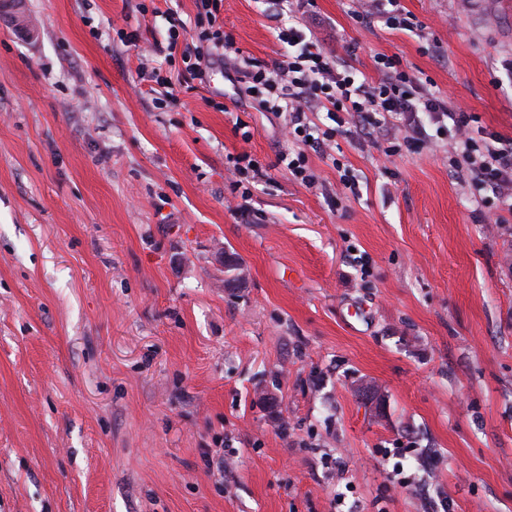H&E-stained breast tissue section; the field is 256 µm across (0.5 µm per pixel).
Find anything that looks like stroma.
<instances>
[{
	"mask_svg": "<svg viewBox=\"0 0 512 512\" xmlns=\"http://www.w3.org/2000/svg\"><path fill=\"white\" fill-rule=\"evenodd\" d=\"M25 2L39 39L0 28V512H512V215L483 222L449 140L388 158V126L352 128L357 189L315 153L307 188L224 68L189 90L154 54L196 0ZM404 5L422 31L355 0L220 18L261 63L281 23L370 77L398 56L512 137V0ZM367 9L355 11V16L361 23L371 20L383 21L391 29L414 32L422 29V25L410 11H406L400 0H365ZM235 170L239 176L236 181V189L242 188L241 199L244 201L242 204L236 205V210L244 208L250 199V184L255 181V178L262 172L261 164L246 152H243L233 158Z\"/></svg>",
	"mask_w": 512,
	"mask_h": 512,
	"instance_id": "1",
	"label": "stroma"
}]
</instances>
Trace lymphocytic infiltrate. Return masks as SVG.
Returning a JSON list of instances; mask_svg holds the SVG:
<instances>
[{"instance_id": "f902f5d3", "label": "lymphocytic infiltrate", "mask_w": 512, "mask_h": 512, "mask_svg": "<svg viewBox=\"0 0 512 512\" xmlns=\"http://www.w3.org/2000/svg\"><path fill=\"white\" fill-rule=\"evenodd\" d=\"M365 3L366 10L357 15L359 22L376 19L389 28L410 32L420 27L401 0ZM221 4L222 0H196L198 46H179V36L173 31L162 52L169 60L181 57L186 72L199 80L212 64L231 67L238 90L254 94L262 111L287 115L288 133L299 148L280 155L278 162L293 180L315 185L310 152L335 150L336 138L347 126L357 124L367 131L384 122L394 129L387 149L391 156L421 152L433 146L435 135H449L453 170L467 174L477 190L492 192L503 210L512 214V138H475L471 115L455 107L431 83L409 73L399 57L376 55L377 77L361 78L293 26L277 29L279 41L289 47L287 61L269 66L231 58L233 39L215 26ZM321 109L332 125L318 130L309 113Z\"/></svg>"}]
</instances>
